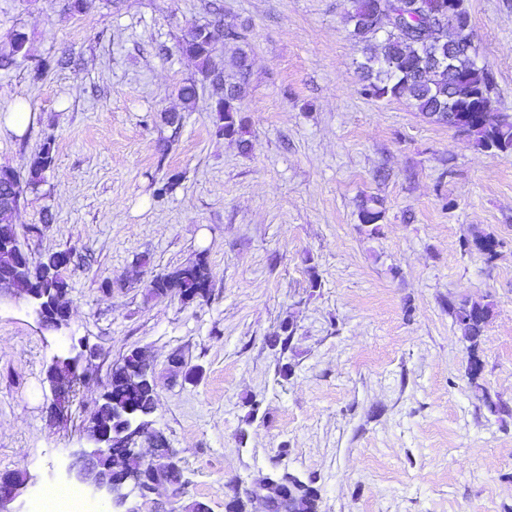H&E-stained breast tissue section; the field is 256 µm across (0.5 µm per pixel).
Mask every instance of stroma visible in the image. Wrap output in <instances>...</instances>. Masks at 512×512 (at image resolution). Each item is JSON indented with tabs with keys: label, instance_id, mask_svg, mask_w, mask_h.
Masks as SVG:
<instances>
[{
	"label": "stroma",
	"instance_id": "obj_1",
	"mask_svg": "<svg viewBox=\"0 0 512 512\" xmlns=\"http://www.w3.org/2000/svg\"><path fill=\"white\" fill-rule=\"evenodd\" d=\"M62 4L0 0V54L13 32L28 38L27 57L0 68V114H32L24 136L0 130V167L22 176L44 143L54 152L13 228L30 258L73 256L61 330L0 297V471L28 477L16 512L75 484L84 427L134 350L153 364L150 427L184 484L131 493L127 512H227L284 471L318 489V512H512V412L491 414L470 387L448 313L493 302L482 383L512 409V154L477 149L406 99L366 97L348 0ZM465 4L492 111L512 116V0ZM215 22L239 34L220 55L247 58L245 75L224 71L244 82V148L219 131L209 88L191 105L179 96L201 75L178 43ZM172 176L176 191L155 200ZM372 197L374 233L358 217ZM480 235L499 241L493 261L462 249ZM201 258L207 300L151 293ZM284 323L283 351L271 338ZM74 355L58 414L47 370Z\"/></svg>",
	"mask_w": 512,
	"mask_h": 512
}]
</instances>
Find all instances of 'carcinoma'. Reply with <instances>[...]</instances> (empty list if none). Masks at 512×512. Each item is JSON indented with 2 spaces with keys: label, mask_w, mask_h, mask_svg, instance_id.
I'll return each instance as SVG.
<instances>
[{
  "label": "carcinoma",
  "mask_w": 512,
  "mask_h": 512,
  "mask_svg": "<svg viewBox=\"0 0 512 512\" xmlns=\"http://www.w3.org/2000/svg\"><path fill=\"white\" fill-rule=\"evenodd\" d=\"M427 0H352L351 10L347 13V22L351 25V35L363 42L373 40L372 26L374 16L381 8L389 7L396 13L400 27L380 35L377 48L364 57L360 63L361 75L365 82L364 93L375 99L400 98L408 96L415 102L419 112L437 122H447L448 104L466 107L468 96L480 95L488 87L494 86L492 73L488 68L473 67L471 54L464 50L452 51L451 65L467 75L466 88L455 92V98L448 99V64L434 60L436 44H418L412 41L409 32L418 33L428 24L426 14ZM236 34L226 32L218 25H194L183 39L182 51L198 62L200 72L208 85L224 87V111L218 113L222 121L220 130L224 137H240L245 133L240 117L241 86L224 83V65L216 61L218 40L233 39ZM26 39L20 32L14 33L9 40V51L0 54V66L9 65L16 56L24 53ZM474 145L486 152L512 154V118L494 116L486 124H478L466 132ZM54 163L51 143L44 144L30 161L26 185L19 178L0 179V236L9 238L12 246L0 248V277L12 274L10 293L27 296L37 290L44 300L56 304L68 292V284L62 271L69 259L65 251L45 254L34 264L12 233L11 224L14 214L24 193V188L36 189L44 180V174ZM359 218L366 226L376 225L383 218V211L376 205L363 203ZM475 247L482 252L486 260L496 256L497 243L489 236L480 237L473 243H464L465 248ZM211 272L207 262H196L181 266L155 278L150 283L154 294H176L183 302L193 303L209 297ZM448 313L458 326L462 336L468 341L469 357H477V351L492 313L493 303L469 302L448 304ZM122 377L112 378L108 390L103 394L92 421H107L112 431L121 429L125 410L131 407L140 418L151 415L155 409V387L150 373L144 370L143 353L134 351L122 363L116 365ZM469 384L482 393L485 407L492 414H507L509 407L492 395L477 378H469ZM100 472L112 477V483H121L130 472L145 475L153 480L154 472L147 463L139 458L116 459L107 449L98 462ZM264 484L272 487L281 500L283 508L291 512H318V489L295 476L284 472L266 478Z\"/></svg>",
  "instance_id": "1"
}]
</instances>
